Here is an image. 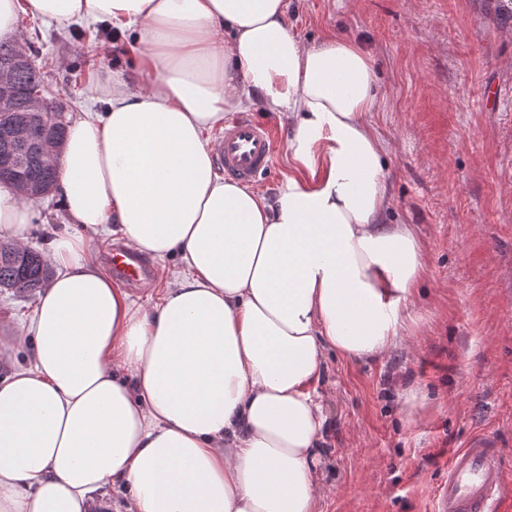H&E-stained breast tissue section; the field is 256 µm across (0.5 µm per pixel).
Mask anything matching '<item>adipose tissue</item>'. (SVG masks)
<instances>
[{
    "instance_id": "obj_1",
    "label": "adipose tissue",
    "mask_w": 512,
    "mask_h": 512,
    "mask_svg": "<svg viewBox=\"0 0 512 512\" xmlns=\"http://www.w3.org/2000/svg\"><path fill=\"white\" fill-rule=\"evenodd\" d=\"M24 14L125 38L140 82L68 117L57 191L68 223L182 268L147 306L86 237L54 240L32 364L0 380V512H92L108 486L124 512H316L327 356L408 342L426 268L414 226L383 221L369 56L302 42L284 0H0V39ZM253 107L290 126L272 201L214 170L209 131ZM31 216L1 183L0 238Z\"/></svg>"
}]
</instances>
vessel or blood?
Segmentation results:
<instances>
[{
	"mask_svg": "<svg viewBox=\"0 0 512 512\" xmlns=\"http://www.w3.org/2000/svg\"><path fill=\"white\" fill-rule=\"evenodd\" d=\"M277 142L275 128L245 114L220 130L215 167L225 178L258 181L269 169ZM104 260L113 274L141 288L152 280V271L138 252L127 245L105 249ZM505 487L501 452L490 437H477L457 450L448 465V479L435 494L434 512H494Z\"/></svg>",
	"mask_w": 512,
	"mask_h": 512,
	"instance_id": "1",
	"label": "vessel or blood"
}]
</instances>
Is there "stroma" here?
Here are the masks:
<instances>
[{
	"label": "stroma",
	"instance_id": "35a3bbf8",
	"mask_svg": "<svg viewBox=\"0 0 512 512\" xmlns=\"http://www.w3.org/2000/svg\"><path fill=\"white\" fill-rule=\"evenodd\" d=\"M498 0H285L305 43L334 33L366 50L384 98L369 119L388 145V224L414 225L426 271L412 300L411 345L380 360L329 355L318 512H432L455 449L480 435L512 483V20ZM49 96L66 113L102 111L96 85L134 79L128 54H103L108 23L24 15ZM87 61L75 78V61ZM500 90L495 108L485 84ZM258 191L291 176L287 118ZM26 246L48 252L66 225L58 194L32 202ZM415 394L420 409L407 411Z\"/></svg>",
	"mask_w": 512,
	"mask_h": 512
}]
</instances>
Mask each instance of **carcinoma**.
<instances>
[{"instance_id": "cac0c4a2", "label": "carcinoma", "mask_w": 512, "mask_h": 512, "mask_svg": "<svg viewBox=\"0 0 512 512\" xmlns=\"http://www.w3.org/2000/svg\"><path fill=\"white\" fill-rule=\"evenodd\" d=\"M14 79L17 94L11 111L0 112V149L11 145L10 123L26 116L24 105L45 89L44 75L37 66L18 71ZM65 134L66 123L51 125L25 147L29 176L42 187L57 182V170L44 164L42 149L47 145L60 147ZM52 275V269L40 252L18 243L0 241V288L19 294L33 293L45 287Z\"/></svg>"}]
</instances>
